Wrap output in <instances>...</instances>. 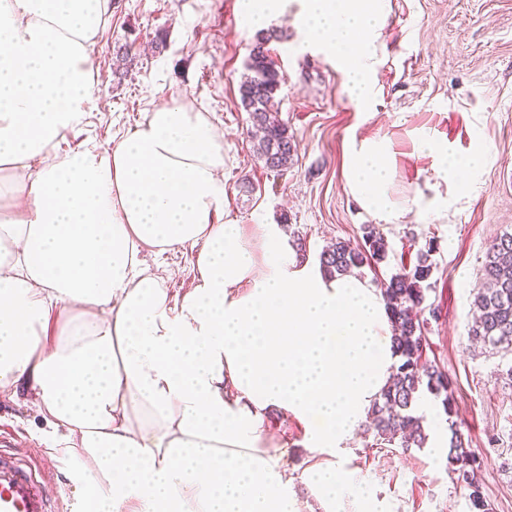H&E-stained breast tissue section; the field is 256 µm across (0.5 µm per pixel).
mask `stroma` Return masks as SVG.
<instances>
[{
    "instance_id": "35a3bbf8",
    "label": "stroma",
    "mask_w": 512,
    "mask_h": 512,
    "mask_svg": "<svg viewBox=\"0 0 512 512\" xmlns=\"http://www.w3.org/2000/svg\"><path fill=\"white\" fill-rule=\"evenodd\" d=\"M384 30L387 53L379 72L381 103L364 118L343 90L333 61L302 53L293 24L299 9L288 0L276 27L283 40L271 54L284 73L282 119L297 150L288 170L273 172L252 152L249 115L239 105V82L255 33L236 0H112V14L96 38L101 65L78 133L67 151L92 139L108 145L141 122L154 103L177 96L207 112L224 132V221L276 224L288 240H302L299 261L318 263L327 242L361 241L371 216L349 195L342 177L343 144L351 131L389 138L398 156L394 192L407 199L434 181L432 161L414 156L412 135L423 129L465 150H488L471 197L439 219L406 215L382 226L389 244L377 269H363L371 284L416 259L433 240L437 269L428 302L436 311L426 326L425 358L443 370L455 401L453 416L480 462L477 478L493 512H512V353L491 355L468 338L474 295L488 243L512 233V0H391ZM272 432L288 434V469L304 500L301 477L313 454L302 431L269 412ZM46 426L22 399L0 394V448L31 457L62 500L82 492L56 479L57 462L45 451ZM345 460L366 487L371 512H469L466 492L448 473L443 448L374 447L358 430Z\"/></svg>"
}]
</instances>
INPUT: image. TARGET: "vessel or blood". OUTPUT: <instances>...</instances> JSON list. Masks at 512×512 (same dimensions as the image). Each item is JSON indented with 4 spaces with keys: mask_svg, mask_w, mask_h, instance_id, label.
Returning <instances> with one entry per match:
<instances>
[{
    "mask_svg": "<svg viewBox=\"0 0 512 512\" xmlns=\"http://www.w3.org/2000/svg\"><path fill=\"white\" fill-rule=\"evenodd\" d=\"M57 507V496L37 469L0 455V512H56Z\"/></svg>",
    "mask_w": 512,
    "mask_h": 512,
    "instance_id": "obj_1",
    "label": "vessel or blood"
}]
</instances>
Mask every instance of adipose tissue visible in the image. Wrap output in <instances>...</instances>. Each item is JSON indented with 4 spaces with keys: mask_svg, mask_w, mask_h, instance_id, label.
Wrapping results in <instances>:
<instances>
[{
    "mask_svg": "<svg viewBox=\"0 0 512 512\" xmlns=\"http://www.w3.org/2000/svg\"><path fill=\"white\" fill-rule=\"evenodd\" d=\"M305 50L335 60L374 115L390 0H298ZM111 0H0V393L25 392L86 512H303L266 425L304 427L305 483L325 512L366 501L336 452L398 356L381 294L298 264L278 225L223 221L224 134L170 97L109 147L59 153L84 117ZM439 190L398 201L380 135L344 144L347 191L381 224L469 197L487 162L419 131ZM194 248L170 294L141 253Z\"/></svg>",
    "mask_w": 512,
    "mask_h": 512,
    "instance_id": "adipose-tissue-1",
    "label": "adipose tissue"
}]
</instances>
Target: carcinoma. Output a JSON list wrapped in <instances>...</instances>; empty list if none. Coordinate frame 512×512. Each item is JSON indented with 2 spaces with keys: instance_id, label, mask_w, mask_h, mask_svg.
<instances>
[{
  "instance_id": "carcinoma-1",
  "label": "carcinoma",
  "mask_w": 512,
  "mask_h": 512,
  "mask_svg": "<svg viewBox=\"0 0 512 512\" xmlns=\"http://www.w3.org/2000/svg\"><path fill=\"white\" fill-rule=\"evenodd\" d=\"M273 33H259L252 44L239 83L242 109L249 113L258 135L253 153L272 171L288 169L294 158L295 139L279 113L277 101L285 76L273 59L269 44ZM363 243L336 240L320 254L322 272L333 278L382 263L388 242L373 224L362 226ZM434 241L419 250L416 262L404 266L381 282L380 291L396 331L395 344L400 364L394 379L374 402L364 424L376 441L402 448H423L428 434L423 417L415 414L418 400L429 394L440 400L443 414L452 417L454 402L448 376L422 361L426 337L421 318L426 292L431 289L435 269L431 259ZM484 287L477 290L473 306L478 312L470 336L490 351L512 348V233L505 232L490 244L482 267ZM448 472L468 490L469 512H492L475 478L476 457L469 441L454 424H449Z\"/></svg>"
}]
</instances>
